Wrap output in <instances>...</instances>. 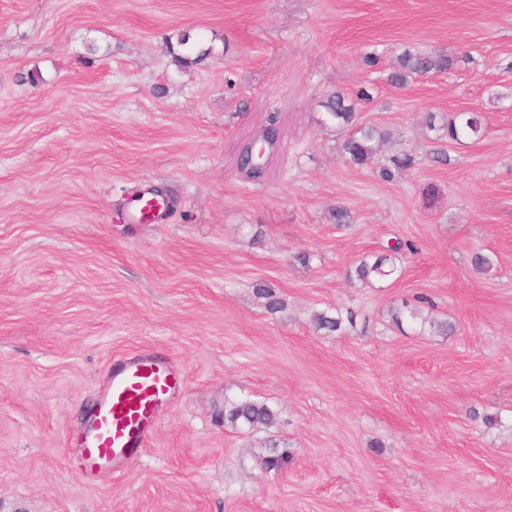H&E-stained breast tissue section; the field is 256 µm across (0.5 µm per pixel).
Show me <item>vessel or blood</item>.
Listing matches in <instances>:
<instances>
[{"mask_svg": "<svg viewBox=\"0 0 512 512\" xmlns=\"http://www.w3.org/2000/svg\"><path fill=\"white\" fill-rule=\"evenodd\" d=\"M182 381L180 368L152 354L136 352L112 365L100 398L78 438L73 467L85 480L140 455L152 435L163 401Z\"/></svg>", "mask_w": 512, "mask_h": 512, "instance_id": "obj_1", "label": "vessel or blood"}]
</instances>
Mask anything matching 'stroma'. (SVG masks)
Listing matches in <instances>:
<instances>
[{
  "label": "stroma",
  "instance_id": "1",
  "mask_svg": "<svg viewBox=\"0 0 512 512\" xmlns=\"http://www.w3.org/2000/svg\"><path fill=\"white\" fill-rule=\"evenodd\" d=\"M180 32L202 61L175 62ZM407 49L456 63L398 86ZM361 86L358 123L417 157L389 182L326 117ZM462 111L483 135L440 137ZM157 188L170 208L129 220ZM398 239L400 275L359 281ZM323 311L353 320L318 332ZM138 350L184 384L143 455L85 483L73 436ZM246 397L276 425L225 427ZM0 512H512V0H0ZM268 455L263 458V466L268 471L281 472L288 466L291 451L287 446H280L276 441H270Z\"/></svg>",
  "mask_w": 512,
  "mask_h": 512
}]
</instances>
